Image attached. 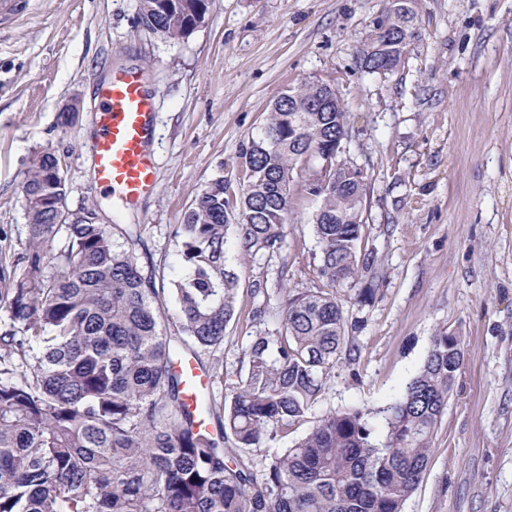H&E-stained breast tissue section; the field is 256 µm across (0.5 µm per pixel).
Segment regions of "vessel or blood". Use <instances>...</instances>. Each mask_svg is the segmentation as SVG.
<instances>
[{"label":"vessel or blood","instance_id":"obj_1","mask_svg":"<svg viewBox=\"0 0 512 512\" xmlns=\"http://www.w3.org/2000/svg\"><path fill=\"white\" fill-rule=\"evenodd\" d=\"M99 97L91 145L92 180L121 202L137 204L157 185L155 94L138 69L127 67L113 71ZM176 369L188 379L185 403L195 408L200 394L198 372L186 361L177 362Z\"/></svg>","mask_w":512,"mask_h":512}]
</instances>
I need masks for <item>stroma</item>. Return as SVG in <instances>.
<instances>
[{"instance_id":"stroma-1","label":"stroma","mask_w":512,"mask_h":512,"mask_svg":"<svg viewBox=\"0 0 512 512\" xmlns=\"http://www.w3.org/2000/svg\"><path fill=\"white\" fill-rule=\"evenodd\" d=\"M0 15V264L26 241L20 186L32 160L56 153L67 205L97 206L104 224H133L141 267L168 269L172 231L216 177L238 184L239 151L277 97L331 81L347 112L343 160L367 185L363 282L376 295L341 299L356 351L341 355L305 421L278 440L293 446L324 415L357 408L375 436L381 411L423 366L437 331L459 336L463 358L432 437L430 461L404 512H512V0H416V36L382 79L359 52L390 0H208L203 23L179 40L146 29L139 0H17ZM141 70L157 98L158 181L136 206L91 180L96 91L114 67ZM77 104L73 125L60 112ZM316 202L296 190L279 258L224 251L238 278L224 357L208 372L223 401L246 371L259 327L275 328L277 299L253 281L314 285ZM264 307L263 324L252 320Z\"/></svg>"}]
</instances>
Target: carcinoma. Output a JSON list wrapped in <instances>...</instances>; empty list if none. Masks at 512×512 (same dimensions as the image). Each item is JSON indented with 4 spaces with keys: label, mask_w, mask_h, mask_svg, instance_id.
<instances>
[{
    "label": "carcinoma",
    "mask_w": 512,
    "mask_h": 512,
    "mask_svg": "<svg viewBox=\"0 0 512 512\" xmlns=\"http://www.w3.org/2000/svg\"><path fill=\"white\" fill-rule=\"evenodd\" d=\"M204 0L165 8L140 0V22L169 39L202 23ZM415 16L391 15L369 74L391 71L413 37ZM336 88L307 81L286 90L265 124L241 145L238 192L219 177L195 196L174 232L177 268L144 274L119 243L127 224H102L96 207L56 223L67 200L57 155L44 151L21 184L26 243L19 275L0 269L8 324L0 332V512H402L429 463L434 429L463 352L460 337L433 336L420 372L385 410L377 440L359 409L332 412L289 448L270 443L304 420L348 348L338 290L370 265L362 255L365 182L337 185L336 160L318 169L348 136ZM319 205L318 283L279 289L282 321L249 344L247 372L218 405L186 409L174 360L215 354L237 301L224 243L234 228L245 256L281 253L295 190L294 169ZM235 224H230V221ZM178 325L169 327L166 296ZM218 418L217 434L205 419ZM262 453L261 474L248 452Z\"/></svg>",
    "instance_id": "carcinoma-1"
}]
</instances>
